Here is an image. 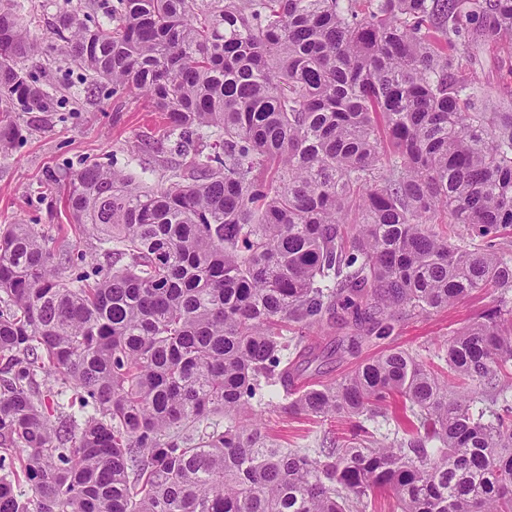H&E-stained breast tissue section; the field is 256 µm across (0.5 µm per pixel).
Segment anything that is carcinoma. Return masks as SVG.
I'll return each instance as SVG.
<instances>
[{"mask_svg": "<svg viewBox=\"0 0 512 512\" xmlns=\"http://www.w3.org/2000/svg\"><path fill=\"white\" fill-rule=\"evenodd\" d=\"M67 2L61 52L165 113L184 162L68 178L106 257L71 282L34 225L0 229V512H512V96L476 78L506 45L512 80V0ZM26 12L0 0V153L54 111ZM488 288L445 367L389 348L288 390L324 358L288 327L340 321L356 355ZM271 405L347 427L285 448Z\"/></svg>", "mask_w": 512, "mask_h": 512, "instance_id": "1", "label": "carcinoma"}]
</instances>
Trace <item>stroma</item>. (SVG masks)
I'll return each mask as SVG.
<instances>
[{
	"mask_svg": "<svg viewBox=\"0 0 512 512\" xmlns=\"http://www.w3.org/2000/svg\"><path fill=\"white\" fill-rule=\"evenodd\" d=\"M86 0H28L25 25L47 52L27 61L56 100L54 111L21 112L16 116L23 136L0 154V227L32 224L51 245H65L72 255L99 251L98 240L74 226L64 207L63 180L87 163L124 171L141 185L167 184L169 172L152 147L166 127L164 115L151 111L146 100L117 104L108 85L96 84L60 52L49 30L59 4L83 10ZM497 293L485 290L449 306L448 310L401 318L390 343L434 354L435 342L478 317L493 305ZM262 425L289 448L317 447L328 423L268 408Z\"/></svg>",
	"mask_w": 512,
	"mask_h": 512,
	"instance_id": "35a3bbf8",
	"label": "stroma"
}]
</instances>
